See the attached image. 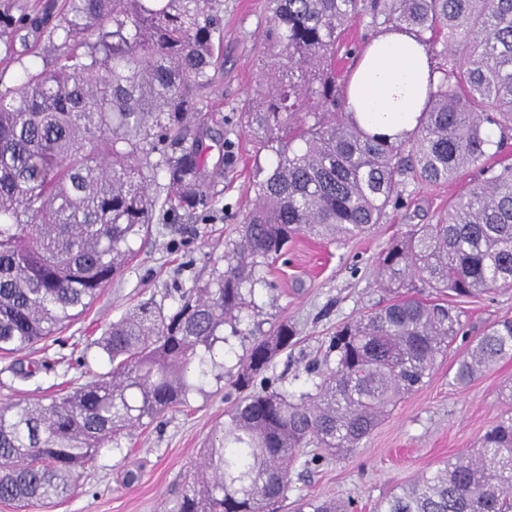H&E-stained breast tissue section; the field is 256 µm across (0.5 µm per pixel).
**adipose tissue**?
I'll use <instances>...</instances> for the list:
<instances>
[{
    "mask_svg": "<svg viewBox=\"0 0 512 512\" xmlns=\"http://www.w3.org/2000/svg\"><path fill=\"white\" fill-rule=\"evenodd\" d=\"M438 75L426 47L395 31L376 36L348 87L347 109L369 134L401 138L410 133Z\"/></svg>",
    "mask_w": 512,
    "mask_h": 512,
    "instance_id": "ef3b65f1",
    "label": "adipose tissue"
}]
</instances>
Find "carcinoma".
<instances>
[{"instance_id":"obj_1","label":"carcinoma","mask_w":512,"mask_h":512,"mask_svg":"<svg viewBox=\"0 0 512 512\" xmlns=\"http://www.w3.org/2000/svg\"><path fill=\"white\" fill-rule=\"evenodd\" d=\"M224 0H61L49 38L63 52L0 87V355H19L86 310L130 256L156 210L213 211L209 117L224 38ZM404 31L441 58L416 128L367 134L346 111L336 66L359 16ZM261 85L246 127L274 154L255 183L223 271L166 313L143 303L97 341L107 375L47 404L0 405V501L44 507L74 492L79 470L112 437L185 406L218 367L214 346L239 320L261 269L299 234L346 241L380 223L406 178L446 183L480 172L436 224H410L378 264L388 299L336 331L310 389L259 378L292 344L286 322L240 360L246 392L204 449L176 512H278L291 473L316 448L351 452L424 383L462 330L440 298L402 291L410 278L454 299L512 287V163L486 165L512 132V0H268ZM500 141L491 138L492 128ZM512 359V318L488 325L458 361L467 385ZM339 499L298 512H348ZM376 512H512V418Z\"/></svg>"}]
</instances>
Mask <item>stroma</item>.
Wrapping results in <instances>:
<instances>
[{"instance_id":"obj_1","label":"stroma","mask_w":512,"mask_h":512,"mask_svg":"<svg viewBox=\"0 0 512 512\" xmlns=\"http://www.w3.org/2000/svg\"><path fill=\"white\" fill-rule=\"evenodd\" d=\"M48 0H18L27 25L9 42L0 41V83H16L36 56L57 50L37 23ZM265 0H224V65L216 74L204 109L213 113L212 158H223L224 175L211 191L210 220L156 213L149 237H135L133 258L103 289L85 313L58 334L23 354L35 363L32 376L9 372L11 357L0 356V401L49 400L109 371L96 345L103 330L146 300L164 310L181 292L205 284L235 239L253 198L257 168L273 156L258 151L241 123V112L262 82L258 52L266 25ZM466 170L445 184L408 182L399 206L388 207L372 232L343 242L299 237L265 268L236 325L224 327V367L190 396L187 408L171 411L101 448L80 472L78 488L46 512H170L187 489L212 434L238 401L233 381L241 358L256 337L275 325L291 323L295 343L277 356L266 373L275 386L299 393L308 388V367L322 359L337 327L374 308L385 294L376 282L381 254L411 224H432L449 202L476 180ZM471 334L498 318L512 316V289L459 303ZM468 336L450 344L429 378L408 394L373 431L363 448L339 458L297 466L281 512H295L301 500L352 501L351 512H373L375 505L423 474L466 453L501 418L512 415L503 396L512 382V359L504 360L469 385L454 382L456 364Z\"/></svg>"}]
</instances>
